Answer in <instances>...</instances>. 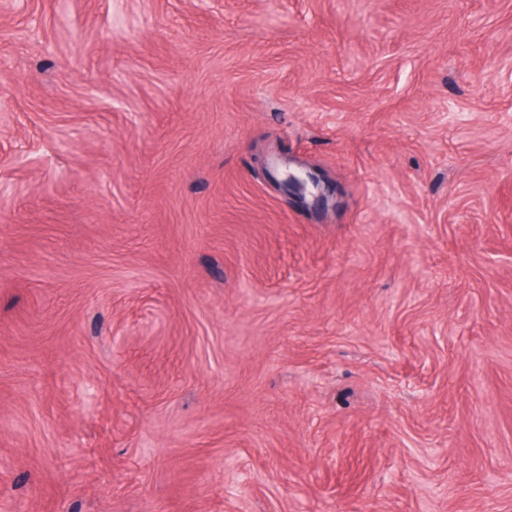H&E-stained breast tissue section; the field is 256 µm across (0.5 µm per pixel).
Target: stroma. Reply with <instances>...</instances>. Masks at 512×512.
Segmentation results:
<instances>
[{"instance_id":"35a3bbf8","label":"stroma","mask_w":512,"mask_h":512,"mask_svg":"<svg viewBox=\"0 0 512 512\" xmlns=\"http://www.w3.org/2000/svg\"><path fill=\"white\" fill-rule=\"evenodd\" d=\"M0 512H512V0H0Z\"/></svg>"}]
</instances>
